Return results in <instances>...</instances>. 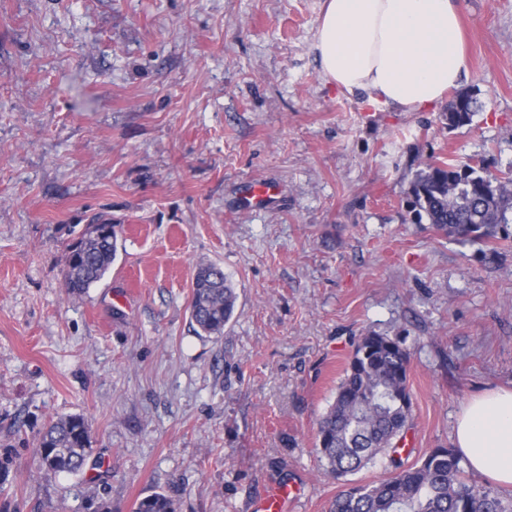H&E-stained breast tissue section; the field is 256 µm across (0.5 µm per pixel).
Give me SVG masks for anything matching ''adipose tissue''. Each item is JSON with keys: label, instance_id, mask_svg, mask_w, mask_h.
Listing matches in <instances>:
<instances>
[{"label": "adipose tissue", "instance_id": "obj_1", "mask_svg": "<svg viewBox=\"0 0 512 512\" xmlns=\"http://www.w3.org/2000/svg\"><path fill=\"white\" fill-rule=\"evenodd\" d=\"M459 0H325L315 52L327 83L378 108L419 112L467 66ZM455 445L471 469L512 487V389L472 398Z\"/></svg>", "mask_w": 512, "mask_h": 512}]
</instances>
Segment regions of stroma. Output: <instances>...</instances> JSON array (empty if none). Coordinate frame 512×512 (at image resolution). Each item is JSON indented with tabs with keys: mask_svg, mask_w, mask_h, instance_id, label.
<instances>
[{
	"mask_svg": "<svg viewBox=\"0 0 512 512\" xmlns=\"http://www.w3.org/2000/svg\"><path fill=\"white\" fill-rule=\"evenodd\" d=\"M324 0H0V512H292L347 484L314 451L359 336L411 358L405 465L454 445L463 406L512 388V239L491 256L412 212L438 160L512 168V0H462L476 104L382 112L323 79ZM278 186L241 206L245 182ZM101 212L119 251L70 295L69 243ZM238 300L221 336L189 316L200 265ZM84 415L103 467L39 470L56 416ZM294 492L288 487H272L263 501L257 505V512H288V505L295 499ZM136 512H177L174 501L162 492H155L142 498Z\"/></svg>",
	"mask_w": 512,
	"mask_h": 512,
	"instance_id": "stroma-1",
	"label": "stroma"
}]
</instances>
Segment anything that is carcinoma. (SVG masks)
Here are the masks:
<instances>
[{"label":"carcinoma","instance_id":"obj_1","mask_svg":"<svg viewBox=\"0 0 512 512\" xmlns=\"http://www.w3.org/2000/svg\"><path fill=\"white\" fill-rule=\"evenodd\" d=\"M465 108L467 122L474 101L460 96L448 108ZM417 216L462 243L512 237V177H500L477 165L428 162L411 186ZM113 224H88L68 247L64 273L67 291L86 292L100 281L117 253ZM237 294L224 270L198 267L192 282L190 317L198 331L220 336L234 314ZM410 352L404 340L375 332L359 338L336 396L317 423L315 449L336 477L359 470L397 447L412 421L408 385ZM38 447L51 450L39 468L54 474L78 475L92 453L90 427L81 415L49 421ZM394 474L379 482L353 485L332 500L329 512H512V499L465 474L453 448H434L405 468L391 460ZM136 512H177L162 492L142 498Z\"/></svg>","mask_w":512,"mask_h":512}]
</instances>
